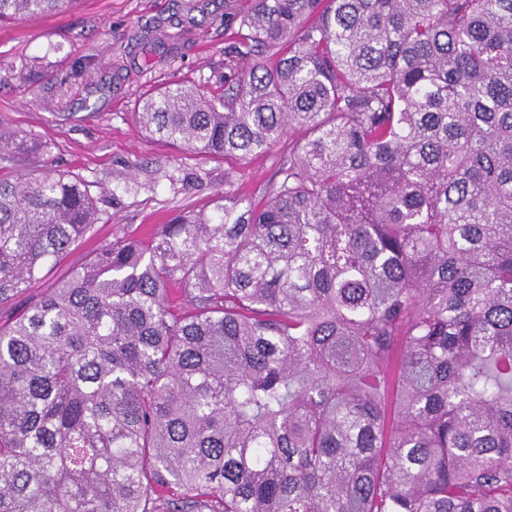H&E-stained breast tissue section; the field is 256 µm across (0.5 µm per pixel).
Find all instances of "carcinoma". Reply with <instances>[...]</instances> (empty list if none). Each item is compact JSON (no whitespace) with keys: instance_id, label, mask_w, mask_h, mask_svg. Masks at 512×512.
Masks as SVG:
<instances>
[{"instance_id":"1","label":"carcinoma","mask_w":512,"mask_h":512,"mask_svg":"<svg viewBox=\"0 0 512 512\" xmlns=\"http://www.w3.org/2000/svg\"><path fill=\"white\" fill-rule=\"evenodd\" d=\"M224 24V94L166 85L141 128L239 161L304 136L258 202L118 236L0 322V512H512V0ZM98 220L68 174L0 178V305Z\"/></svg>"}]
</instances>
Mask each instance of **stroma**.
I'll list each match as a JSON object with an SVG mask.
<instances>
[{"label": "stroma", "instance_id": "stroma-1", "mask_svg": "<svg viewBox=\"0 0 512 512\" xmlns=\"http://www.w3.org/2000/svg\"><path fill=\"white\" fill-rule=\"evenodd\" d=\"M71 0L61 10L0 24V125L35 150L0 166L8 176L50 167L83 180L101 199L102 221L49 273L90 259L123 234L142 236L173 212L209 211L230 190L259 200L288 154L287 143L246 162L224 161L169 146L141 132L135 112L153 89L170 83L224 92V15L248 0ZM188 27L172 46H156L147 31ZM86 63L67 91L57 79ZM197 174L188 188L171 186L170 172Z\"/></svg>", "mask_w": 512, "mask_h": 512}]
</instances>
